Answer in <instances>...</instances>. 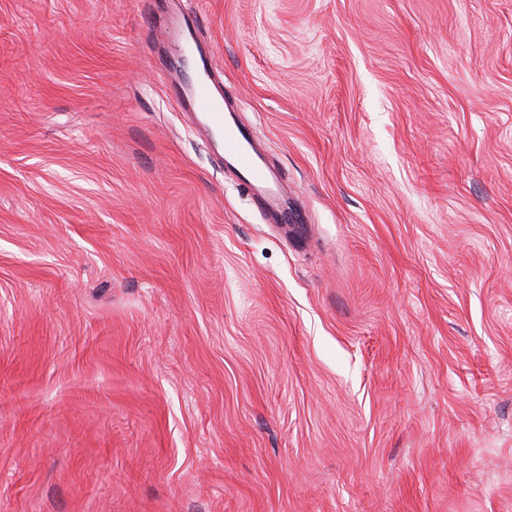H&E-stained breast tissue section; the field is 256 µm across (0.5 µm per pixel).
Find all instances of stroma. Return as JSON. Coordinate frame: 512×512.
<instances>
[{"mask_svg": "<svg viewBox=\"0 0 512 512\" xmlns=\"http://www.w3.org/2000/svg\"><path fill=\"white\" fill-rule=\"evenodd\" d=\"M0 512H512V0H0ZM201 67L194 81L181 88L193 112L202 117L200 128L222 139L225 166L231 168L242 186L260 207L280 213L281 187L269 167L262 161L251 132L237 119V112L224 106V97L211 85L210 65L196 45Z\"/></svg>", "mask_w": 512, "mask_h": 512, "instance_id": "35a3bbf8", "label": "stroma"}]
</instances>
